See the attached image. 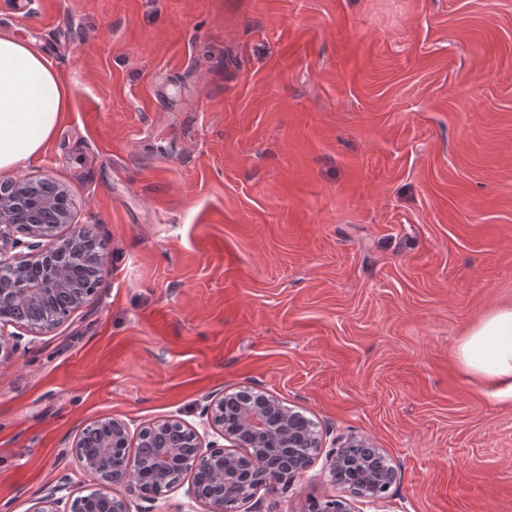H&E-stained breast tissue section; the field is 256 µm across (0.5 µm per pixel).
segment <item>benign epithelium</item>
Returning <instances> with one entry per match:
<instances>
[{
  "label": "benign epithelium",
  "mask_w": 512,
  "mask_h": 512,
  "mask_svg": "<svg viewBox=\"0 0 512 512\" xmlns=\"http://www.w3.org/2000/svg\"><path fill=\"white\" fill-rule=\"evenodd\" d=\"M72 202L66 190L51 180L0 182V240H11V248L23 251L22 259L0 250V306H38L44 301L62 300L69 304L64 314L48 312L38 322L23 317L0 318V349L9 346L22 349L24 336L44 335L63 323L92 296L99 277L107 270L106 255L99 256L97 277L78 287L72 270L78 263L85 232L73 231L47 249L41 241L55 236L57 229L71 222ZM22 225L25 238L11 237L12 229ZM106 434L87 439L88 431L78 436L74 453L81 469L97 482L98 512H162L159 502L167 493L183 484L179 474L204 469L209 478L199 483L191 480L185 490L186 512H238L239 504L251 501L255 489L275 486L273 479L282 459L269 451L274 442L291 449V460L304 459L295 471L300 476L315 453L321 448L313 421L277 398L258 389L244 387L224 393L215 402L206 404L194 425L177 417L158 420L131 433L125 420L104 417ZM139 451L128 452L130 442ZM351 454H331L328 471L331 479L349 473L358 483L343 482L350 493L379 505L385 499L395 473L382 451L368 440L354 438ZM126 453L123 470L112 471V457ZM156 464L152 477L156 492L140 493L133 473L141 461ZM144 502L131 510L130 497ZM86 496L71 489L68 478L62 477L45 490L31 512H78ZM301 512H355L347 498L326 501L310 500Z\"/></svg>",
  "instance_id": "obj_1"
}]
</instances>
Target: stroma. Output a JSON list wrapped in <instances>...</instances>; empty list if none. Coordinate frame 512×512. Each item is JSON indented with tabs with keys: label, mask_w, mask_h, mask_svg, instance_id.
<instances>
[{
	"label": "stroma",
	"mask_w": 512,
	"mask_h": 512,
	"mask_svg": "<svg viewBox=\"0 0 512 512\" xmlns=\"http://www.w3.org/2000/svg\"><path fill=\"white\" fill-rule=\"evenodd\" d=\"M67 91L8 179H52L97 292L0 350V512H31L91 422L198 420L252 385L322 446L261 512L347 496L368 439L384 512H512V400L458 347L512 307V0H0ZM350 441L349 448H340L338 452L350 448L357 450L351 454L332 453L328 460L329 475L335 483L336 478L341 479L343 483L339 484L347 486L354 497L380 507L389 484L395 480V473L380 448H375L367 439L354 438ZM342 473L355 475L358 483L344 481Z\"/></svg>",
	"instance_id": "obj_1"
}]
</instances>
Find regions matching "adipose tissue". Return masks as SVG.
<instances>
[{
  "label": "adipose tissue",
  "mask_w": 512,
  "mask_h": 512,
  "mask_svg": "<svg viewBox=\"0 0 512 512\" xmlns=\"http://www.w3.org/2000/svg\"><path fill=\"white\" fill-rule=\"evenodd\" d=\"M67 92L32 40L0 35V171L38 156L58 127ZM474 373L512 399V307L490 313L459 347Z\"/></svg>",
  "instance_id": "1"
}]
</instances>
